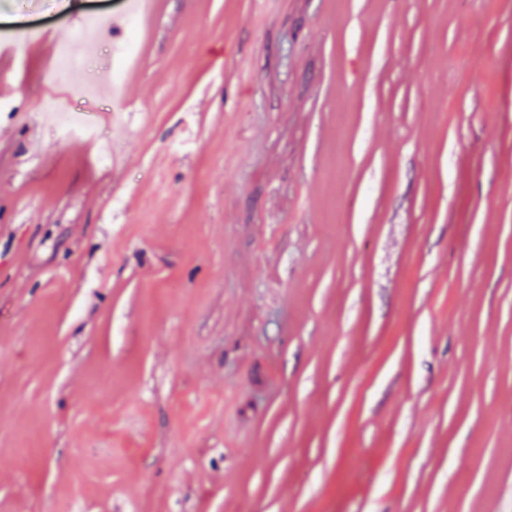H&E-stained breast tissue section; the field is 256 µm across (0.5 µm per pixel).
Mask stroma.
<instances>
[{"mask_svg": "<svg viewBox=\"0 0 512 512\" xmlns=\"http://www.w3.org/2000/svg\"><path fill=\"white\" fill-rule=\"evenodd\" d=\"M122 2L0 0V512H512V0ZM96 52V47L83 48L82 44L64 41L58 45L57 57L66 61L67 66L59 70L63 78L82 81L87 60ZM40 112L54 115L50 126L66 134H80L90 138H98V125L92 123L88 116L71 109V104L55 96L43 97L39 102ZM63 112V113H60Z\"/></svg>", "mask_w": 512, "mask_h": 512, "instance_id": "1", "label": "stroma"}]
</instances>
